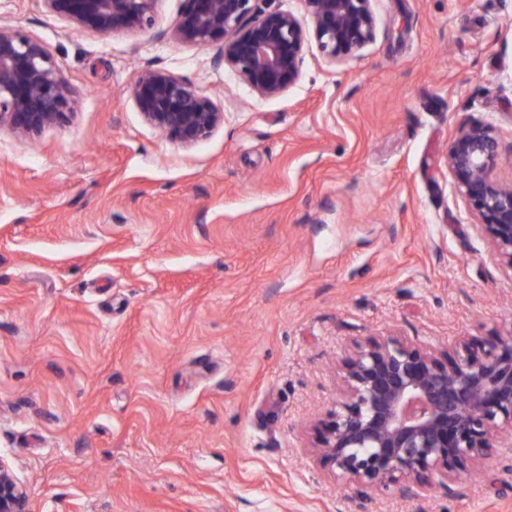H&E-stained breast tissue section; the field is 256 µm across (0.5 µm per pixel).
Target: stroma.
Listing matches in <instances>:
<instances>
[{
	"mask_svg": "<svg viewBox=\"0 0 512 512\" xmlns=\"http://www.w3.org/2000/svg\"><path fill=\"white\" fill-rule=\"evenodd\" d=\"M372 7L354 58L309 41L259 100L173 38L182 0L108 37L0 0L77 100L36 137L0 131V455L31 512H512V452L453 495L361 503L303 448L350 341L512 324V272L446 163L461 122L488 123L512 179V0ZM146 65L223 124L190 147L149 126Z\"/></svg>",
	"mask_w": 512,
	"mask_h": 512,
	"instance_id": "stroma-1",
	"label": "stroma"
}]
</instances>
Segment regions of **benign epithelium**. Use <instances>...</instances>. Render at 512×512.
Segmentation results:
<instances>
[{"label": "benign epithelium", "instance_id": "obj_1", "mask_svg": "<svg viewBox=\"0 0 512 512\" xmlns=\"http://www.w3.org/2000/svg\"><path fill=\"white\" fill-rule=\"evenodd\" d=\"M46 12L99 34L144 30L158 0H40ZM174 39L217 47L257 97L281 96L301 77L308 32L276 0H184ZM319 52L330 64L374 38L372 0H304ZM143 119L192 146L224 123V110L180 77L146 66L130 85ZM76 96L60 63L21 28L0 26V129L30 137L66 122ZM502 142L491 124L464 122L448 145L454 185L494 261L512 271V182L497 175ZM339 399L306 430V447L360 500L404 498L437 485L452 491L495 451L512 450V326L487 339L460 336L444 349L397 332L345 346ZM0 512H31L14 464L0 456Z\"/></svg>", "mask_w": 512, "mask_h": 512}]
</instances>
